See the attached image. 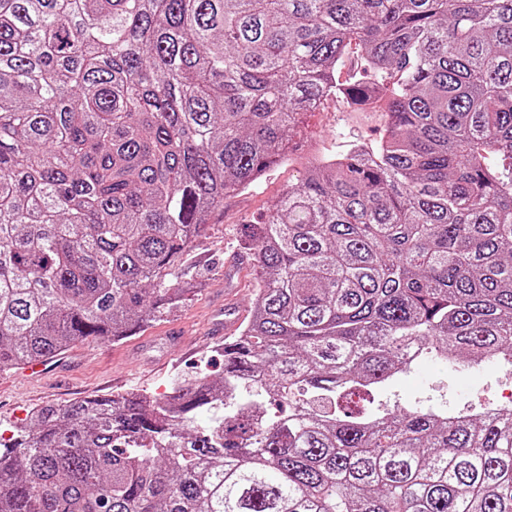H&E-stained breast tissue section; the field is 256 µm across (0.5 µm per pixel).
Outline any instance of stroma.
Wrapping results in <instances>:
<instances>
[{
	"label": "stroma",
	"mask_w": 512,
	"mask_h": 512,
	"mask_svg": "<svg viewBox=\"0 0 512 512\" xmlns=\"http://www.w3.org/2000/svg\"><path fill=\"white\" fill-rule=\"evenodd\" d=\"M303 126L306 140L318 152L339 155L355 142L377 141L385 129V117L380 112H352L330 101L321 111L306 115ZM307 162V152H295L257 185L225 199L223 212L196 238L181 268L184 277L198 283L197 292L143 331L120 341L74 344L51 357L50 370L41 377L23 368L0 370V435L11 436L32 409L46 404L133 390L160 396L174 379L222 375L224 352L211 339V325L227 308L240 321H247L254 300L253 265L243 259V227L261 222L276 208ZM173 331L183 337L180 347L167 341ZM511 376L512 365L500 364L496 378L472 391L437 365L422 364L395 384L375 391L374 404L383 408L396 403L412 409L421 402L429 408L448 406L476 415L497 405L498 383Z\"/></svg>",
	"instance_id": "35a3bbf8"
}]
</instances>
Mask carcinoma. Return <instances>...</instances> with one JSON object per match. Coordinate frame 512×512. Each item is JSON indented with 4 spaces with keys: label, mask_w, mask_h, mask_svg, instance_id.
Returning a JSON list of instances; mask_svg holds the SVG:
<instances>
[{
    "label": "carcinoma",
    "mask_w": 512,
    "mask_h": 512,
    "mask_svg": "<svg viewBox=\"0 0 512 512\" xmlns=\"http://www.w3.org/2000/svg\"><path fill=\"white\" fill-rule=\"evenodd\" d=\"M372 99L244 240L224 375L33 410L0 512H512V409L352 400L411 344L512 363V0H0V369L136 335L300 117ZM305 140L325 155L345 153L356 141L373 143L385 129L382 112H351L328 101L320 112L307 114L303 119Z\"/></svg>",
    "instance_id": "obj_1"
}]
</instances>
